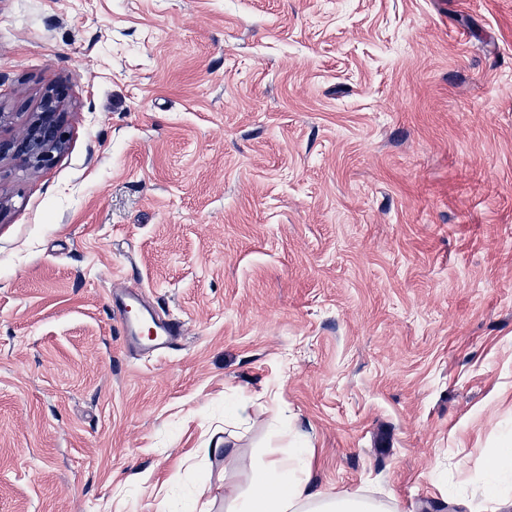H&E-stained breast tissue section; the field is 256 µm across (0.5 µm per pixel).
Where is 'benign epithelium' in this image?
Wrapping results in <instances>:
<instances>
[{"label": "benign epithelium", "instance_id": "obj_1", "mask_svg": "<svg viewBox=\"0 0 512 512\" xmlns=\"http://www.w3.org/2000/svg\"><path fill=\"white\" fill-rule=\"evenodd\" d=\"M64 100L63 87L48 88L42 96L40 111L30 114L9 143L0 142V162L10 155L35 171L49 165L54 153L65 145Z\"/></svg>", "mask_w": 512, "mask_h": 512}]
</instances>
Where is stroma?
I'll list each match as a JSON object with an SVG mask.
<instances>
[{"label": "stroma", "instance_id": "stroma-1", "mask_svg": "<svg viewBox=\"0 0 512 512\" xmlns=\"http://www.w3.org/2000/svg\"><path fill=\"white\" fill-rule=\"evenodd\" d=\"M0 512H178L234 394L394 512L512 436V0H0ZM187 328L149 354L111 297ZM64 100L63 87L48 88L42 96L40 111L30 114L9 143L0 140V162L10 154L35 171L49 165L54 153L65 145Z\"/></svg>", "mask_w": 512, "mask_h": 512}]
</instances>
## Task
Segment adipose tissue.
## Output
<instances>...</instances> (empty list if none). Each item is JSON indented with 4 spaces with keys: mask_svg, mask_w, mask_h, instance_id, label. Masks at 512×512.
Instances as JSON below:
<instances>
[{
    "mask_svg": "<svg viewBox=\"0 0 512 512\" xmlns=\"http://www.w3.org/2000/svg\"><path fill=\"white\" fill-rule=\"evenodd\" d=\"M270 423L287 447L266 448L250 457L224 450L225 512H386L383 502L363 494L329 493L312 484L310 436L300 430L280 407H272ZM248 482L239 485L238 474ZM476 489L496 504L499 512H512V442L493 454L475 481Z\"/></svg>",
    "mask_w": 512,
    "mask_h": 512,
    "instance_id": "obj_1",
    "label": "adipose tissue"
}]
</instances>
